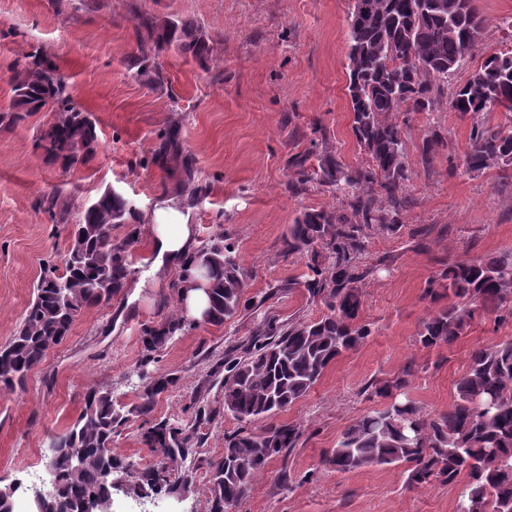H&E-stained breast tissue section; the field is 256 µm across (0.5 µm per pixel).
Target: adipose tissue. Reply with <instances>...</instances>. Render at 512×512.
Here are the masks:
<instances>
[{
    "label": "adipose tissue",
    "mask_w": 512,
    "mask_h": 512,
    "mask_svg": "<svg viewBox=\"0 0 512 512\" xmlns=\"http://www.w3.org/2000/svg\"><path fill=\"white\" fill-rule=\"evenodd\" d=\"M161 219L146 223L144 233L156 254L149 277L139 280L138 288L164 287L169 271L181 266L195 249V227L190 224L179 196L166 195L161 199Z\"/></svg>",
    "instance_id": "adipose-tissue-1"
}]
</instances>
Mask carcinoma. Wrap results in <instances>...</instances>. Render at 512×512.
<instances>
[{
  "label": "carcinoma",
  "instance_id": "carcinoma-1",
  "mask_svg": "<svg viewBox=\"0 0 512 512\" xmlns=\"http://www.w3.org/2000/svg\"><path fill=\"white\" fill-rule=\"evenodd\" d=\"M366 9L351 12L349 21V85L353 110L351 129L357 144L371 156L367 168L347 169L333 159L321 167L323 181L345 198V207L304 213L292 225L286 242L290 254L308 258V274L298 283L329 314L317 320L295 318L284 325L270 320L240 349L224 357V415L239 423L266 422L259 432L242 429L224 437L220 460L208 480L209 512H227L248 496L269 463L296 447L300 429L273 418L287 410L320 379L344 352L363 342L368 325L359 321L361 296L357 283L371 269H360L367 231L396 232L409 170L404 158V129L389 119L393 112H430L445 91L448 109L463 114L512 112V51L499 52L448 89L450 79L482 42L483 21L474 0H361ZM136 58L140 74L152 73V57L171 46L203 60L212 46L191 19L138 18ZM12 97L0 122L16 124L37 112H50L51 122L38 143L53 163L72 168L85 161L98 139L89 112L75 103L68 83L50 56L37 49L13 68ZM466 164L471 172L512 170V126L472 128ZM381 196L387 206L377 204ZM39 209L56 224H66L70 202L56 193L44 196ZM133 206L106 190L84 207L71 227L70 246L61 264L47 262L33 287L22 322L0 346V386L22 385L48 353L68 336L87 308L107 305L126 287L132 255L139 242ZM126 225L117 239L114 228ZM204 266L210 317L222 325L240 316L249 277L235 245L212 240L193 253L173 282L174 290ZM448 298V305L422 322V346L451 345L477 309L512 318V259L491 258L455 263L428 282L424 296ZM185 322L177 317L143 328L144 363L163 349ZM412 369L371 384L388 399L342 433L325 464L338 472L361 468L411 465L408 480L453 485L467 482L456 512H512V341L471 353L466 371L454 384L448 413L430 415L412 398L399 399ZM137 402L120 406L107 387L89 389L77 418L51 439L56 455L55 498L68 503L107 497L119 480L136 493L144 487L177 493L192 484L183 472L170 479L203 446L200 424L212 410L197 404L194 422L179 426L149 420L156 397L176 378H140ZM144 417L142 441L164 464L135 467L112 457V437L130 417Z\"/></svg>",
  "mask_w": 512,
  "mask_h": 512
}]
</instances>
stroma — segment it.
Masks as SVG:
<instances>
[{
  "label": "stroma",
  "instance_id": "35a3bbf8",
  "mask_svg": "<svg viewBox=\"0 0 512 512\" xmlns=\"http://www.w3.org/2000/svg\"><path fill=\"white\" fill-rule=\"evenodd\" d=\"M476 6L483 39L457 72L459 82L488 55L512 47V0ZM352 8L353 0H0V108L10 102L14 62L40 48L98 133L85 162L64 169L36 145L50 113L0 125V344L19 325L43 262L61 260L68 248L67 225L38 207L53 192L80 209L110 188L146 219L164 191L191 181L201 190L190 206L197 246L228 239L249 275L238 318L221 327L192 323L146 369L177 379L157 398L152 418L193 422L197 395L213 411L201 428L203 447L184 464L193 484L142 500L117 486L113 512H207L210 467L225 434L238 428L223 409L225 353L264 321L327 312L298 288L306 260L285 253L284 240L304 212L342 204L320 177L324 156L350 169L370 162L351 130ZM140 12L194 19L213 40L208 61L172 50L157 61L162 88L143 82L133 66ZM395 119L404 128L410 180L401 229L368 239L363 262L375 270L358 289L359 319L371 333L277 415L299 425V440L268 465L238 512H455L461 485L409 483V465L341 473L324 464L343 430L380 408L371 383L413 365L407 395L428 413H443L472 351L512 339V320L481 313L452 346L417 341L437 309L424 297L429 280L451 262L512 255V175L465 165L473 125H512V112L462 114L443 101L435 111ZM434 132L441 142L423 159L422 143ZM179 309L172 288L124 289L110 304L85 309L24 387L0 388V488L45 474L49 442L78 416L88 388L106 386L118 403L135 402L141 329ZM142 433L141 419L130 418L112 440L113 455L136 466L157 463Z\"/></svg>",
  "mask_w": 512,
  "mask_h": 512
}]
</instances>
